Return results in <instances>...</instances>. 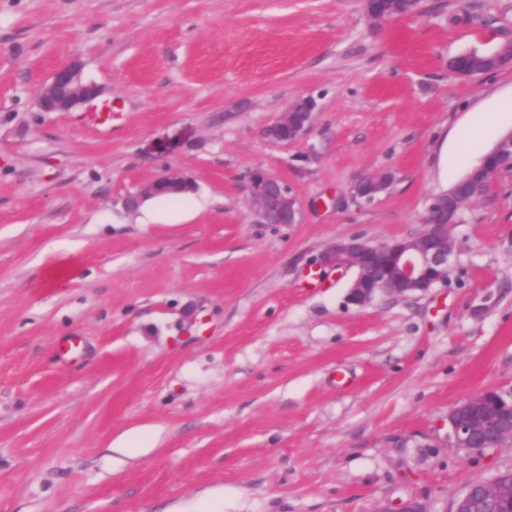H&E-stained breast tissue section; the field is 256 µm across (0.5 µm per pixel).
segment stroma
I'll list each match as a JSON object with an SVG mask.
<instances>
[{
    "instance_id": "obj_1",
    "label": "stroma",
    "mask_w": 512,
    "mask_h": 512,
    "mask_svg": "<svg viewBox=\"0 0 512 512\" xmlns=\"http://www.w3.org/2000/svg\"><path fill=\"white\" fill-rule=\"evenodd\" d=\"M508 43L512 0L380 24L362 0H0V512H451L512 470L511 444L448 438L463 400H512V169L456 227L447 284L362 307L355 269L302 286L336 239L418 236L512 130L445 172L458 130L512 98V66L448 60ZM73 59L98 98L39 111ZM307 95L309 136L265 141ZM258 169L300 223L255 221ZM172 170L195 191L124 207ZM383 170L379 201L352 196ZM132 431L149 452L114 450Z\"/></svg>"
}]
</instances>
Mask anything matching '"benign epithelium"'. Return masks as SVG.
Returning <instances> with one entry per match:
<instances>
[{"label": "benign epithelium", "instance_id": "7a95c632", "mask_svg": "<svg viewBox=\"0 0 512 512\" xmlns=\"http://www.w3.org/2000/svg\"><path fill=\"white\" fill-rule=\"evenodd\" d=\"M364 10L369 20L379 23L395 18L384 9V0H364ZM98 96L92 83L82 80L80 65L76 62L57 67L46 83L37 91V104L43 112H69L80 104ZM317 101L312 96L298 98L289 108L263 130V137L272 143L288 144L305 138L312 128ZM490 154L505 159L512 168V133L500 138ZM393 176L382 183L364 174L355 180L354 197L368 204L376 201L388 187ZM195 190L194 181L184 174L166 175L140 185L126 196L124 204L136 208L144 201L160 195H181ZM249 203L259 224H298L301 221L302 204L293 189L280 177L263 170H256L248 185ZM454 190L433 198L428 208L427 229L420 248L412 251L399 250L398 276L414 287V291L426 292L448 282V268L455 251L444 247L445 223H455L453 209L448 199ZM395 242L372 243L360 237H344L336 240L313 258L312 264L320 270H338L354 267L357 275L349 288V300L355 305H367L380 295H404L403 288H390L389 277L375 259L384 247ZM485 394L480 393L459 403L448 415L451 437L455 447L466 455L480 452L477 439L490 435L487 447L494 448L504 439H512V401H502L504 408L489 419L480 408ZM375 512H428L425 503L407 500L397 510L381 505Z\"/></svg>", "mask_w": 512, "mask_h": 512}]
</instances>
